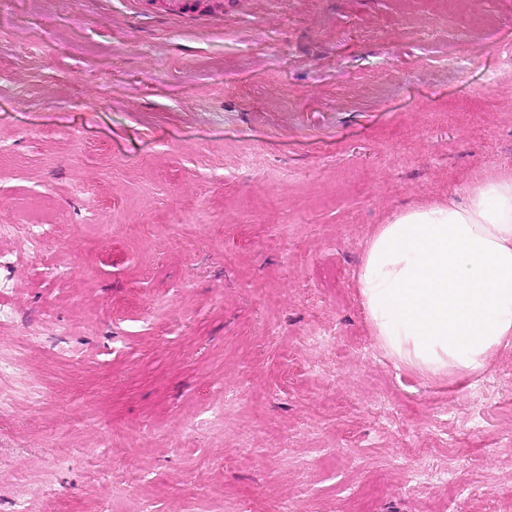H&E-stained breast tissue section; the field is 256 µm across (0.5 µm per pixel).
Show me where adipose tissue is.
I'll return each instance as SVG.
<instances>
[{
	"label": "adipose tissue",
	"instance_id": "obj_1",
	"mask_svg": "<svg viewBox=\"0 0 512 512\" xmlns=\"http://www.w3.org/2000/svg\"><path fill=\"white\" fill-rule=\"evenodd\" d=\"M463 195L396 213L357 274L381 348L428 377L481 374L512 340V176Z\"/></svg>",
	"mask_w": 512,
	"mask_h": 512
}]
</instances>
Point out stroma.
Wrapping results in <instances>:
<instances>
[{"mask_svg":"<svg viewBox=\"0 0 512 512\" xmlns=\"http://www.w3.org/2000/svg\"><path fill=\"white\" fill-rule=\"evenodd\" d=\"M511 54L512 0H0V512H512V341L422 376L357 288L512 175Z\"/></svg>","mask_w":512,"mask_h":512,"instance_id":"1","label":"stroma"}]
</instances>
